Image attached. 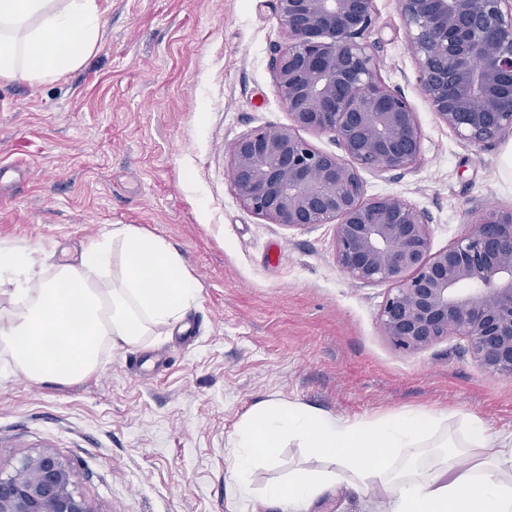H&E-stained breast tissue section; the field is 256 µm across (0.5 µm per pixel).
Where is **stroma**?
<instances>
[{"mask_svg":"<svg viewBox=\"0 0 512 512\" xmlns=\"http://www.w3.org/2000/svg\"><path fill=\"white\" fill-rule=\"evenodd\" d=\"M96 4L103 29L83 66L51 83L0 82V161H27L0 179V242L71 262L132 224L178 252L200 292L187 332L109 352L69 386L30 381L0 356V473L50 451L94 512H278L232 491L230 436L259 401L351 422L443 413L458 442L472 416L512 434V376L483 371L459 336L397 350L377 321L387 285L338 267L334 225L267 223L231 190L235 139L289 122L269 69L283 39L275 0ZM375 9L368 41L380 75L412 100L424 138L416 170L363 179L368 194L425 209L438 251L481 209H512V130L478 147L438 120L398 0ZM309 458L282 445L255 487Z\"/></svg>","mask_w":512,"mask_h":512,"instance_id":"obj_1","label":"stroma"}]
</instances>
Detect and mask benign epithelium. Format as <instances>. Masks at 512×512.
Wrapping results in <instances>:
<instances>
[{
    "label": "benign epithelium",
    "mask_w": 512,
    "mask_h": 512,
    "mask_svg": "<svg viewBox=\"0 0 512 512\" xmlns=\"http://www.w3.org/2000/svg\"><path fill=\"white\" fill-rule=\"evenodd\" d=\"M375 0H276L284 41L270 59L289 123L233 144L230 187L269 224L336 226L339 268L386 283L379 327L405 352L451 334L479 367L512 375V210H484L448 247L431 248L430 216L400 195L366 197L363 171H411L421 160L417 112L381 78L368 36ZM417 82L461 139L494 144L512 128V0H399ZM330 133L338 153L301 132ZM0 472V512H94L55 453Z\"/></svg>",
    "instance_id": "1"
}]
</instances>
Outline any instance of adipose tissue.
<instances>
[{
    "label": "adipose tissue",
    "mask_w": 512,
    "mask_h": 512,
    "mask_svg": "<svg viewBox=\"0 0 512 512\" xmlns=\"http://www.w3.org/2000/svg\"><path fill=\"white\" fill-rule=\"evenodd\" d=\"M101 30L95 0H0V80L54 81L83 65ZM50 258L0 243V276L14 285V306L0 316V353L34 381L70 385L95 373L103 351L181 324L200 290L164 240L130 224L113 225L78 263ZM444 422L411 412L365 424L265 400L231 435L234 490L251 497L255 463L290 439L327 465L266 487L265 502L282 512H310L343 483L364 488L366 512H512V436L489 433L474 417L465 443L429 456L426 441Z\"/></svg>",
    "instance_id": "1"
}]
</instances>
